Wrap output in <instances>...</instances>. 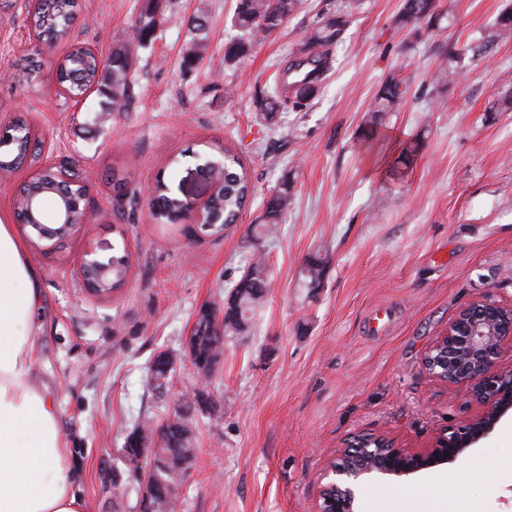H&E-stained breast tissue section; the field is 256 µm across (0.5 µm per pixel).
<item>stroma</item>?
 I'll return each mask as SVG.
<instances>
[{"instance_id": "stroma-1", "label": "stroma", "mask_w": 512, "mask_h": 512, "mask_svg": "<svg viewBox=\"0 0 512 512\" xmlns=\"http://www.w3.org/2000/svg\"><path fill=\"white\" fill-rule=\"evenodd\" d=\"M165 21L131 70L125 112H91L58 92L55 68L73 44L110 55L130 39L144 0H78L69 42L38 41L32 0H0V122L25 120L43 142L42 163L75 161L92 176L90 224L65 249L41 253L15 224L42 273L45 319L35 368L59 410L77 489L91 512H136L139 486L122 450L145 418L162 421L179 397L207 390L216 410L193 418L197 456L180 512H312L324 468L356 434L426 448L444 427L473 416L466 386L429 374L423 360L449 320L488 296L512 307V112L492 111L512 90V40L482 60H464L459 82L437 91L429 74L442 49L472 42L506 0H441L449 24L413 36L395 18L403 0H366L333 46L317 96L301 110L261 121L254 100L298 57L326 0H302L287 23L257 34L239 69L224 66L238 31L236 0H164ZM208 20V46L183 71L187 23ZM411 90L362 138L366 109L388 73ZM421 137L416 163L397 173L402 142ZM229 146L254 194L239 224L219 235L157 223L146 192L164 181L202 194L199 157ZM181 154V167L169 166ZM137 197L130 219L113 212L112 174ZM293 203L277 236L260 240L270 288L249 332L225 344L220 367L199 378L185 349L201 305L223 303L250 258L248 228L284 173ZM124 240L126 283L90 297L76 266L82 252ZM327 260L323 286L302 287L305 258ZM176 361L166 392L147 383L159 353ZM358 512H512V409L463 460L407 478L375 479Z\"/></svg>"}]
</instances>
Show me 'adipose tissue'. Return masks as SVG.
<instances>
[{"instance_id": "1", "label": "adipose tissue", "mask_w": 512, "mask_h": 512, "mask_svg": "<svg viewBox=\"0 0 512 512\" xmlns=\"http://www.w3.org/2000/svg\"><path fill=\"white\" fill-rule=\"evenodd\" d=\"M41 281L12 225L0 222V512H89L57 408L33 378Z\"/></svg>"}]
</instances>
